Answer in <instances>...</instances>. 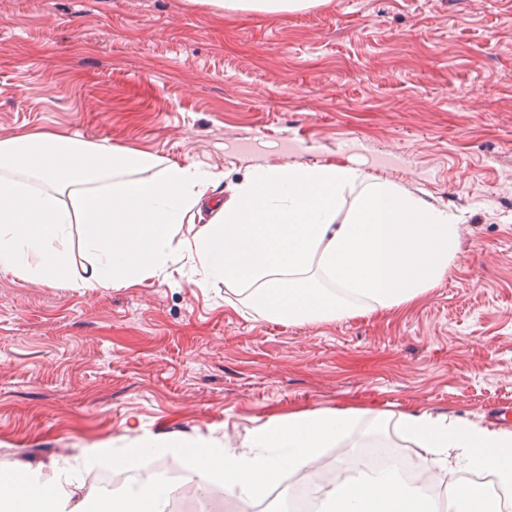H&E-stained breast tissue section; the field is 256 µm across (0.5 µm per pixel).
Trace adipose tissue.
Here are the masks:
<instances>
[{"mask_svg": "<svg viewBox=\"0 0 512 512\" xmlns=\"http://www.w3.org/2000/svg\"><path fill=\"white\" fill-rule=\"evenodd\" d=\"M321 0H212L228 13H297ZM213 173L152 152L54 132L0 139V271L55 284L67 278L72 227L87 225L93 260L74 287L127 288L186 261L197 284H224L257 316L321 323L366 317L408 304L448 274L459 224L448 207L344 164L252 168L217 202L208 224H191ZM384 410L339 407L292 414L255 428L244 448H181L143 437L125 465L144 453L184 451L200 492L255 500L280 475L305 469L340 447L359 418ZM406 441L432 471L491 472L512 490V430L481 427L426 410L399 413ZM81 473L0 484V512H165L171 493L150 483L76 500ZM437 498L406 482L397 466L358 467L322 492L316 512H440Z\"/></svg>", "mask_w": 512, "mask_h": 512, "instance_id": "1", "label": "adipose tissue"}]
</instances>
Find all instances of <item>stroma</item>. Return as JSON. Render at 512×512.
I'll return each instance as SVG.
<instances>
[{"label": "stroma", "instance_id": "stroma-1", "mask_svg": "<svg viewBox=\"0 0 512 512\" xmlns=\"http://www.w3.org/2000/svg\"><path fill=\"white\" fill-rule=\"evenodd\" d=\"M40 130L206 168L220 199L257 165L351 164L454 211L459 255L409 304L314 324L185 274L0 272V474L336 406L512 429V0H0V139ZM321 0H212L210 4L225 13L251 11L268 15L297 13L323 4Z\"/></svg>", "mask_w": 512, "mask_h": 512}]
</instances>
